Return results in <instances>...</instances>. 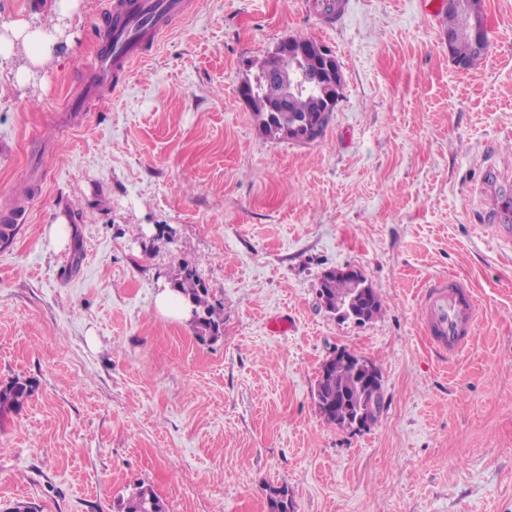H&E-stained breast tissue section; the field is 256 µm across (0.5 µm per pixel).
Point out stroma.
Wrapping results in <instances>:
<instances>
[{"mask_svg":"<svg viewBox=\"0 0 512 512\" xmlns=\"http://www.w3.org/2000/svg\"><path fill=\"white\" fill-rule=\"evenodd\" d=\"M328 27L301 0H186L123 88L84 95L112 0H0V24H61L18 81L0 65V382L35 380L0 417V512H115L139 482L169 512H512V0H481L490 47L461 71L445 0H344ZM331 49L344 78L323 136H265L238 88L282 39ZM82 111H69L73 99ZM73 227L56 249L46 228ZM224 308L218 340L155 308L182 263ZM359 270L382 313L320 304ZM479 303L473 342L441 357L421 299L437 277ZM286 331H279V324ZM345 350L385 407L352 432L313 392ZM353 357L363 376V383L369 392L366 406L352 422L351 429L360 431L377 422L383 406L384 394L378 369L366 359L356 355H353ZM268 508L269 512H295L293 496L287 485L270 489Z\"/></svg>","mask_w":512,"mask_h":512,"instance_id":"stroma-1","label":"stroma"}]
</instances>
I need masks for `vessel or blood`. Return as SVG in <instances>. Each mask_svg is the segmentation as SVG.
Masks as SVG:
<instances>
[{"mask_svg":"<svg viewBox=\"0 0 512 512\" xmlns=\"http://www.w3.org/2000/svg\"><path fill=\"white\" fill-rule=\"evenodd\" d=\"M184 0H114L116 24L106 35L108 49L91 65L95 84L119 86L122 76L144 59L185 12ZM424 329L438 350L457 355L471 344L479 316L473 291L455 277L430 283L423 295Z\"/></svg>","mask_w":512,"mask_h":512,"instance_id":"obj_1","label":"vessel or blood"}]
</instances>
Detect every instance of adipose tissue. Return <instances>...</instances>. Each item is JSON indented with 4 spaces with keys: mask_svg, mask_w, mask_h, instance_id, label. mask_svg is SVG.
<instances>
[{
    "mask_svg": "<svg viewBox=\"0 0 512 512\" xmlns=\"http://www.w3.org/2000/svg\"><path fill=\"white\" fill-rule=\"evenodd\" d=\"M60 35V27L16 20L0 26V54L8 58L22 53L31 66L37 67L57 53Z\"/></svg>",
    "mask_w": 512,
    "mask_h": 512,
    "instance_id": "obj_1",
    "label": "adipose tissue"
}]
</instances>
